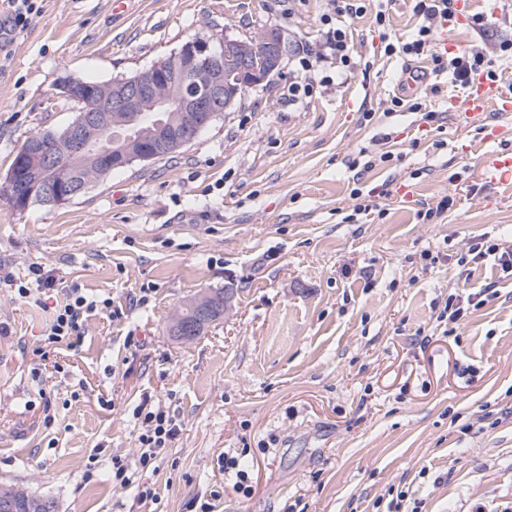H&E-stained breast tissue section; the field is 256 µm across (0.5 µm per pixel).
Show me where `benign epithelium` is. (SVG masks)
<instances>
[{"label": "benign epithelium", "instance_id": "1", "mask_svg": "<svg viewBox=\"0 0 512 512\" xmlns=\"http://www.w3.org/2000/svg\"><path fill=\"white\" fill-rule=\"evenodd\" d=\"M288 33L269 27L260 40L224 35L214 42L187 39L177 50L130 77L112 79V95L83 111L61 139H37L15 154L6 186L17 210L39 199L64 205L87 191L78 180L92 158L112 156V168L149 163L180 152L227 112L239 107L243 88L268 85L280 74L290 51ZM82 80L65 77L57 95L73 97ZM206 291L184 309L204 314L217 303ZM25 504L34 512V495L20 484L0 485V512Z\"/></svg>", "mask_w": 512, "mask_h": 512}]
</instances>
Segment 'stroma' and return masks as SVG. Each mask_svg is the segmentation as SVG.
I'll return each instance as SVG.
<instances>
[{"label":"stroma","mask_w":512,"mask_h":512,"mask_svg":"<svg viewBox=\"0 0 512 512\" xmlns=\"http://www.w3.org/2000/svg\"><path fill=\"white\" fill-rule=\"evenodd\" d=\"M343 17L354 68L291 103L297 53L241 108L173 158L113 171L59 207L11 206L3 179L23 140L73 112L64 76H130L194 34L247 38L279 26L315 54L341 0H43L0 55V272L58 287L40 302L0 282V482L55 498L58 512H387L400 491L422 512H512V277L460 262L486 237L512 238V190L489 185L482 124L448 114L463 89L410 40L414 0H374ZM457 48L512 41V26L456 27ZM431 79L406 109L400 73ZM390 135V162L368 167ZM369 206L353 212V188ZM448 207L426 220L422 210ZM234 283L233 308L189 342L167 326L189 298ZM497 295L445 334L449 295ZM111 297L75 350L44 349L61 287ZM63 372H56V365ZM42 368L34 379V368ZM178 435L146 474L160 506L112 487V456L133 458L143 401ZM98 454V473L85 465ZM257 464L249 495L224 456Z\"/></svg>","instance_id":"obj_1"}]
</instances>
